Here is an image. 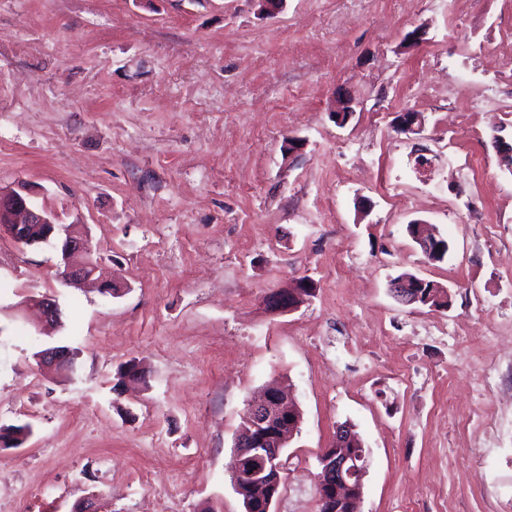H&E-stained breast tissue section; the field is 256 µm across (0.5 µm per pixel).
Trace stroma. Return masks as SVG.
<instances>
[{
  "label": "stroma",
  "mask_w": 512,
  "mask_h": 512,
  "mask_svg": "<svg viewBox=\"0 0 512 512\" xmlns=\"http://www.w3.org/2000/svg\"><path fill=\"white\" fill-rule=\"evenodd\" d=\"M505 56L512 0H0V188L85 224L123 287L70 288L54 248L0 235V424L32 428L0 450V512L91 493L104 512H243L233 439L272 382L302 413L273 512H318L344 422L367 451L360 512L511 504ZM406 111L421 132L398 130ZM404 273L447 305L401 303ZM302 278L300 308L264 306ZM43 294L63 312L49 334L18 313ZM50 344L72 373L39 371ZM131 362L141 380L117 389Z\"/></svg>",
  "instance_id": "obj_1"
}]
</instances>
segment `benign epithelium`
Returning <instances> with one entry per match:
<instances>
[{
  "label": "benign epithelium",
  "mask_w": 512,
  "mask_h": 512,
  "mask_svg": "<svg viewBox=\"0 0 512 512\" xmlns=\"http://www.w3.org/2000/svg\"><path fill=\"white\" fill-rule=\"evenodd\" d=\"M422 128V119L415 112H402L398 129L415 132ZM421 231L413 239L425 254L438 247V239L422 231L426 224L417 222ZM5 233L16 243L25 246L46 244L60 253V277L65 285L80 288L95 280L99 265L89 248L87 232L75 225L61 226L54 214L39 208L26 189L0 190V234ZM394 293L407 305H428L447 298V289L416 276H399L391 281ZM314 294L310 282L299 281L293 288L273 290L264 297L266 307L274 311H292L301 307ZM25 307L35 309L44 325L62 323L59 304L49 295L31 297ZM38 366L48 371H69L73 368L74 353L66 346H52L36 353ZM302 420L298 407L278 388H270L261 398L252 402L247 417L236 435L235 466L231 475L233 488L244 467L254 465L252 478L256 487H262L257 478L272 467L282 470L284 448L297 432ZM333 445L336 453L321 455L317 480L319 487L331 488L336 498L349 505V512H357L363 494V478L367 468V454L362 442L353 437V428L347 424L336 428Z\"/></svg>",
  "instance_id": "benign-epithelium-1"
}]
</instances>
